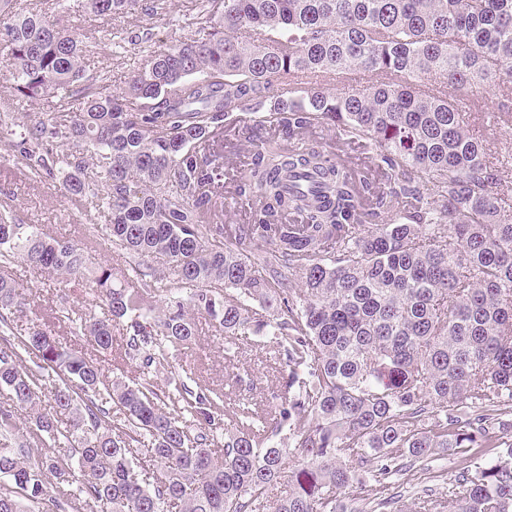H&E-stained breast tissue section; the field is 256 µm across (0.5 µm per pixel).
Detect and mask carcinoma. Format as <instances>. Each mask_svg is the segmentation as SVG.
I'll use <instances>...</instances> for the list:
<instances>
[{
  "label": "carcinoma",
  "mask_w": 512,
  "mask_h": 512,
  "mask_svg": "<svg viewBox=\"0 0 512 512\" xmlns=\"http://www.w3.org/2000/svg\"><path fill=\"white\" fill-rule=\"evenodd\" d=\"M85 2L103 18L161 5ZM199 9L203 37L151 52L114 93L57 20L0 0L12 101L59 99L1 113L0 144L35 180L64 172L126 259L94 262L1 214L0 268L89 283L106 315L57 320L140 369L107 381L49 327H22L25 287L0 274V512H401L395 492L366 511L336 492L366 474L387 490L444 448L493 456L459 469L429 512H512V180L447 92L512 75V0ZM357 72L370 79L344 93L290 88L299 73ZM419 75L438 83L420 92ZM267 127L332 129L370 149L384 181L274 146ZM232 130L254 142L235 195L262 203L251 224H206L222 177L210 140ZM199 318L281 356L274 418L226 408L185 361ZM3 87H1V75H0V113L1 112H49L55 107L59 106L57 98H49L47 100H41L36 103L29 104L25 107L16 108L15 104L4 96ZM2 91V92H1Z\"/></svg>",
  "instance_id": "carcinoma-1"
}]
</instances>
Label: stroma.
I'll return each mask as SVG.
<instances>
[{"mask_svg": "<svg viewBox=\"0 0 512 512\" xmlns=\"http://www.w3.org/2000/svg\"><path fill=\"white\" fill-rule=\"evenodd\" d=\"M187 6L188 0H164L163 10L153 16L136 14L92 20L84 13L74 12L64 16L62 22L78 37L95 42L93 54L85 59L87 72L106 78L112 91L119 93L125 89L134 69L144 63L147 51L164 50L180 41L199 38L200 26L190 16ZM500 98L498 90L488 86L474 89L469 95L477 113L475 124L487 139L491 161L512 172V135L501 131L490 117ZM214 151L223 157L226 173L220 220L226 224L247 223L249 208L235 201L234 188L249 173V145L227 136L215 142ZM4 209L24 223L43 225L51 236L77 241L85 240L101 222L94 208L72 205L65 194L62 175L35 182L27 178L16 160L0 157V211ZM8 273L29 294L28 320L47 322L63 309L98 315L103 312L88 286L58 283L20 261ZM188 357L197 361L205 376L217 384L224 383L227 364H235L243 378L241 387L249 395L252 406L262 413L273 411L274 396L280 390L279 374L255 340H241L232 346L222 334L203 324ZM467 463L466 455L441 451L427 465L418 466L415 475L402 477L398 483L402 512H420L425 489L440 490L443 481L452 478Z\"/></svg>", "mask_w": 512, "mask_h": 512, "instance_id": "1", "label": "stroma"}]
</instances>
